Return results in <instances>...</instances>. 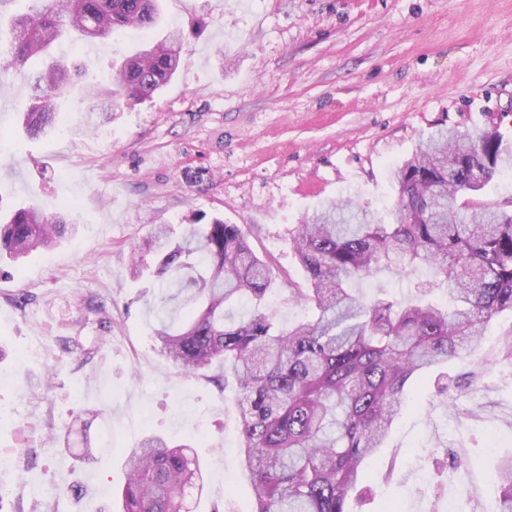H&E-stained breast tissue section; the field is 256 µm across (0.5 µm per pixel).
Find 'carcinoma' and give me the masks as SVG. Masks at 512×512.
<instances>
[{"instance_id":"cac0c4a2","label":"carcinoma","mask_w":512,"mask_h":512,"mask_svg":"<svg viewBox=\"0 0 512 512\" xmlns=\"http://www.w3.org/2000/svg\"><path fill=\"white\" fill-rule=\"evenodd\" d=\"M10 21L8 66L20 74L62 37L86 42L118 30L150 28L156 0H30ZM183 37L172 32L113 65L105 82L81 98L150 97L176 73ZM36 94L23 113L24 130L52 128L57 100L72 91L53 60L35 77ZM512 165V145L494 127L450 135L436 129L391 172L398 190L388 224L367 211L320 205L292 232L307 287L288 283L290 299L313 311L288 327L264 310L275 287L272 265L249 247L238 224L201 215L181 235L160 226L154 276L186 293L177 328L155 330L160 352L188 372L224 365L238 385L241 465L255 512H353L367 491L369 463L412 391L434 373L433 391L448 394V410L470 386L442 381L444 367L480 351L489 322L512 313V211L477 204L473 196ZM76 232L57 211L21 207L0 222V258L18 261ZM413 277L411 297L366 300L351 283L380 272ZM247 299L253 311L237 321L225 308ZM478 365L512 367V332ZM122 512H187L201 496L200 462L188 445L160 435L130 449ZM501 512H512V456L493 475Z\"/></svg>"}]
</instances>
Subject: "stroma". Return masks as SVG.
<instances>
[{"label": "stroma", "instance_id": "1", "mask_svg": "<svg viewBox=\"0 0 512 512\" xmlns=\"http://www.w3.org/2000/svg\"><path fill=\"white\" fill-rule=\"evenodd\" d=\"M140 38L184 37L179 69L111 121L60 101L55 126L18 118L28 80L0 71V213L73 204L75 235L0 277V512H119L125 457L150 433L190 444L205 470L194 512H254L240 462L237 385L220 364L181 371L153 340L161 304L142 250L190 213L242 225L276 277L300 283L292 231L326 201L388 219L393 167L434 126L512 140V0H159ZM137 38V39H140ZM137 39L64 41L76 85L102 80ZM140 264L143 274L129 270ZM490 448L474 453V429ZM98 452L82 458L84 443ZM475 454L449 479L459 512H498L481 486L512 455V386L489 367L459 410L411 398L371 462L358 512H430L423 448ZM474 490L460 499L458 481Z\"/></svg>", "mask_w": 512, "mask_h": 512}]
</instances>
